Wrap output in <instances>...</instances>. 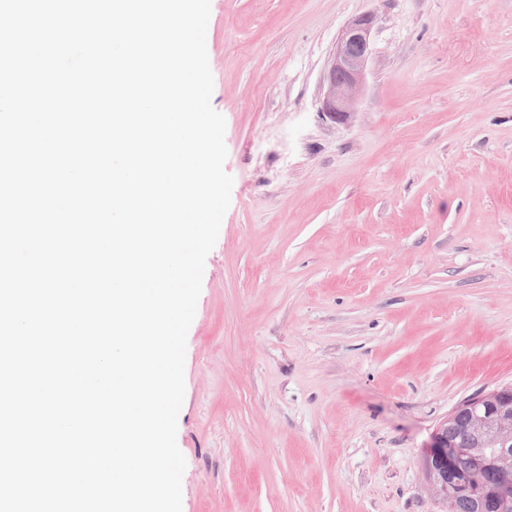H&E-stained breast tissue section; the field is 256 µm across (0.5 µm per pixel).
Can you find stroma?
Wrapping results in <instances>:
<instances>
[{"instance_id": "1", "label": "stroma", "mask_w": 512, "mask_h": 512, "mask_svg": "<svg viewBox=\"0 0 512 512\" xmlns=\"http://www.w3.org/2000/svg\"><path fill=\"white\" fill-rule=\"evenodd\" d=\"M366 83L325 117L342 29ZM230 206L187 334L182 512H446L439 425L512 386V0H211ZM374 24L375 17L364 14L342 30L336 43L324 75L325 92L320 107L336 123L350 119L363 91Z\"/></svg>"}]
</instances>
